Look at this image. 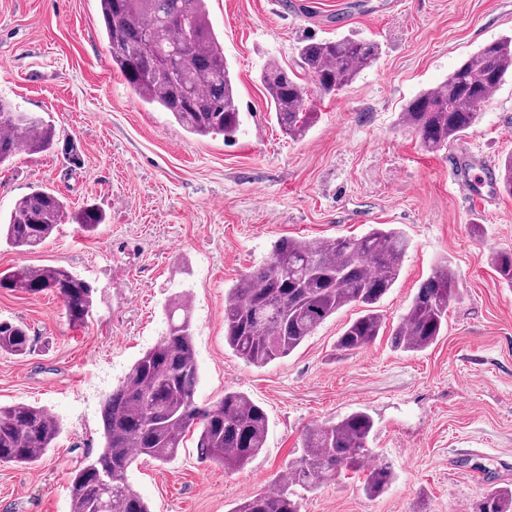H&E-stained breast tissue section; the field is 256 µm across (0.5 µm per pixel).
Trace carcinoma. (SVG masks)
Here are the masks:
<instances>
[{
	"mask_svg": "<svg viewBox=\"0 0 512 512\" xmlns=\"http://www.w3.org/2000/svg\"><path fill=\"white\" fill-rule=\"evenodd\" d=\"M107 52L142 101L169 113L186 131L201 137L232 139L240 125L237 91L224 44L210 23L207 0H99ZM371 40L344 36L307 38L298 48L297 67L310 75L315 91L329 94L350 85L378 58ZM512 75V35L482 46L433 89L412 99L401 125L431 152L448 147L473 128L489 93ZM262 82L273 117L288 136L300 138L316 121L307 108L308 88L277 62L267 65ZM55 129L42 118L25 119L0 99V165L20 150L53 148ZM499 188L512 196V155L499 173ZM95 231L105 215L90 205L68 213L64 197L38 187L0 217V243L34 250L65 218ZM408 249L405 236L375 227L360 237L331 241L278 240L269 259L242 276L227 292L224 342L254 366H265L297 349L329 317L357 304L362 314L336 339V349L356 353L384 333L376 305L395 285ZM501 283L512 288V253L491 256ZM0 288L27 294L52 292L69 321L85 322L93 287L55 266L19 265L0 275ZM458 288L448 261L423 280L389 338L393 349L424 351L448 328V308ZM24 325L0 321V351L29 350ZM198 373L189 304H168V325L157 343L132 364L101 410L102 445L97 457L72 472V512H151L127 483L126 471L139 458L162 464L174 459L187 431L200 425L197 447L210 460L236 471L265 448L269 419L247 395L227 391L200 407L194 399ZM374 420L362 410L310 426L301 451L277 489L241 500L232 512H301L296 488L315 489L344 472H367L364 491L381 496L394 475L383 464L367 465ZM61 433L46 409L26 403L0 405V465H31L42 459ZM112 466V483L98 482L97 471ZM479 512H512V486L491 487Z\"/></svg>",
	"mask_w": 512,
	"mask_h": 512,
	"instance_id": "obj_1",
	"label": "carcinoma"
}]
</instances>
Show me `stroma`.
Wrapping results in <instances>:
<instances>
[{
	"instance_id": "obj_1",
	"label": "stroma",
	"mask_w": 512,
	"mask_h": 512,
	"mask_svg": "<svg viewBox=\"0 0 512 512\" xmlns=\"http://www.w3.org/2000/svg\"><path fill=\"white\" fill-rule=\"evenodd\" d=\"M235 79L241 127L232 140L198 137L143 103L112 68L98 0H0V96L55 128L51 151L0 166V213L38 187L70 210L93 204L95 233L64 221L41 247L0 246V272L65 268L95 289L84 324L49 292L0 288V320L22 322L30 350L0 352V403L55 415L62 433L32 465L0 467V512H70L73 470L101 447L105 396L166 328V305L187 295L205 406L240 391L267 412L266 446L225 472L187 433L171 462L137 460L127 481L151 512H231L273 489L304 430L367 411L371 462L395 480L376 498L349 473L304 493L302 512H477L488 485H512V288L492 254L512 252V198L467 205L448 173L458 157L484 174L512 154V77L478 124L430 153L400 125L411 99L436 87L482 45L512 34V0H208ZM379 43L372 66L340 91L311 93L318 118L300 139L270 114L261 72L295 67L306 37ZM396 228L409 241L399 278L379 304L395 325L419 284L449 261L459 295L448 328L407 353L386 337L337 351L349 305L294 352L256 367L224 342L226 291L262 264L273 242L360 236Z\"/></svg>"
}]
</instances>
